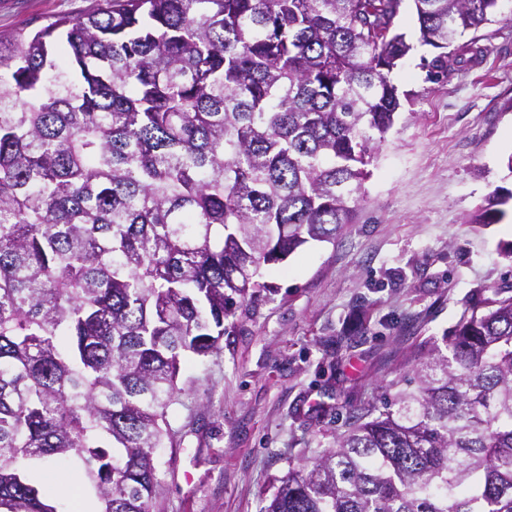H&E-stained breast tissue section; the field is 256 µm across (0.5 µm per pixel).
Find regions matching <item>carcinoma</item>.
I'll return each mask as SVG.
<instances>
[{
  "mask_svg": "<svg viewBox=\"0 0 512 512\" xmlns=\"http://www.w3.org/2000/svg\"><path fill=\"white\" fill-rule=\"evenodd\" d=\"M401 4L102 0L0 36V512H56L20 464L61 457L99 512H154L186 358L262 267L353 223L401 107ZM413 8L429 80L486 59L501 0ZM410 371L260 512H512V296Z\"/></svg>",
  "mask_w": 512,
  "mask_h": 512,
  "instance_id": "1",
  "label": "carcinoma"
}]
</instances>
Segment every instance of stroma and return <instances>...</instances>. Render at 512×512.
I'll list each match as a JSON object with an SVG mask.
<instances>
[{
    "mask_svg": "<svg viewBox=\"0 0 512 512\" xmlns=\"http://www.w3.org/2000/svg\"><path fill=\"white\" fill-rule=\"evenodd\" d=\"M97 0H0V34L78 18ZM399 30L415 48L395 74L401 108L380 143L352 224L264 266L270 284L227 328L218 354L188 358L185 392L157 449L156 512H259L289 463L327 446L351 405L403 379L406 360L447 352L466 306L512 295V200L471 223L488 194L512 190V0L482 28V67L431 82L412 0ZM58 460L40 488L58 512L95 503Z\"/></svg>",
    "mask_w": 512,
    "mask_h": 512,
    "instance_id": "stroma-1",
    "label": "stroma"
}]
</instances>
